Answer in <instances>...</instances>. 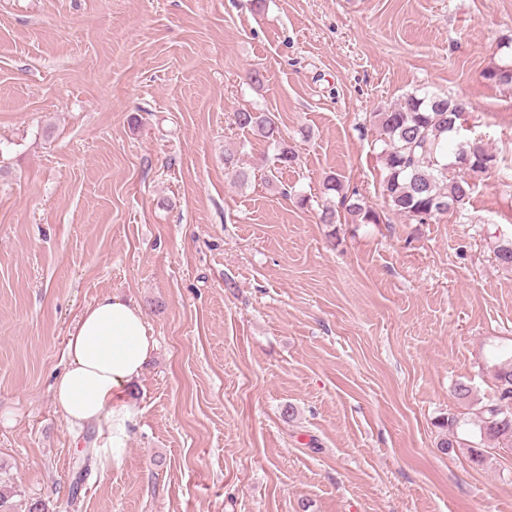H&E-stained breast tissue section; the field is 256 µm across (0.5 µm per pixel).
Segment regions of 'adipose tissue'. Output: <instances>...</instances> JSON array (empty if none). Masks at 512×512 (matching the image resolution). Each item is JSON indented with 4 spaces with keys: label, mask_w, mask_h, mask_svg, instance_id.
I'll use <instances>...</instances> for the list:
<instances>
[{
    "label": "adipose tissue",
    "mask_w": 512,
    "mask_h": 512,
    "mask_svg": "<svg viewBox=\"0 0 512 512\" xmlns=\"http://www.w3.org/2000/svg\"><path fill=\"white\" fill-rule=\"evenodd\" d=\"M155 349L143 310L119 295L88 306L69 332L68 365L52 387L67 421L106 424L109 448L124 447L138 411L126 398Z\"/></svg>",
    "instance_id": "ef3b65f1"
}]
</instances>
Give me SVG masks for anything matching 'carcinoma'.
Wrapping results in <instances>:
<instances>
[{
  "instance_id": "cac0c4a2",
  "label": "carcinoma",
  "mask_w": 512,
  "mask_h": 512,
  "mask_svg": "<svg viewBox=\"0 0 512 512\" xmlns=\"http://www.w3.org/2000/svg\"><path fill=\"white\" fill-rule=\"evenodd\" d=\"M483 77L512 90V65L492 67ZM464 112L465 104L458 99L411 93L403 102L374 113L384 144L382 194L393 211L418 224L457 211L473 193L472 177L497 166L496 156L478 139L458 144L454 160L448 161V139L459 132L457 121ZM234 118L239 128L255 130L275 144L280 165L286 167L295 161L294 150L268 113L243 109ZM323 189L326 194L339 195L353 221L380 222L377 211L358 201L347 202L338 178H326ZM493 373L495 389L491 399L480 407L476 427L487 448H512V412L502 411L506 403H512V356L494 364ZM459 425L454 415L442 421L444 434L437 447L444 451L455 447Z\"/></svg>"
}]
</instances>
